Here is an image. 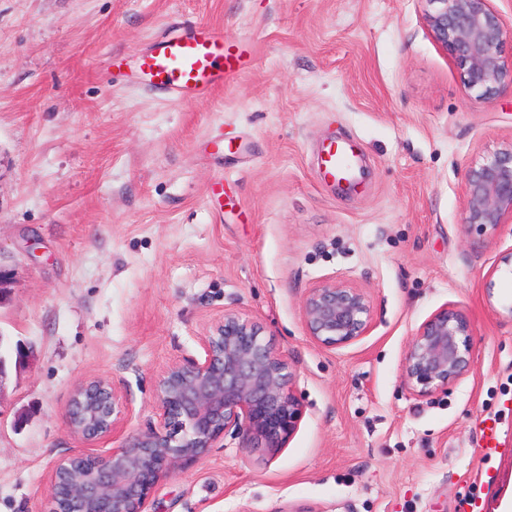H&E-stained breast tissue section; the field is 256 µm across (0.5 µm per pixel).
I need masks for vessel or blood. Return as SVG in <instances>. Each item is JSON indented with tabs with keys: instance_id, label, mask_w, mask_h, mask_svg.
Here are the masks:
<instances>
[{
	"instance_id": "b4317fda",
	"label": "vessel or blood",
	"mask_w": 512,
	"mask_h": 512,
	"mask_svg": "<svg viewBox=\"0 0 512 512\" xmlns=\"http://www.w3.org/2000/svg\"><path fill=\"white\" fill-rule=\"evenodd\" d=\"M252 56L247 45L226 41L213 27L200 23L155 39L138 57L136 70L148 90L171 101L186 102L207 97L223 87L247 68ZM358 161L353 139L335 140L322 149L325 179L356 182Z\"/></svg>"
}]
</instances>
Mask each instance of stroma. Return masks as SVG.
<instances>
[{
	"instance_id": "35a3bbf8",
	"label": "stroma",
	"mask_w": 512,
	"mask_h": 512,
	"mask_svg": "<svg viewBox=\"0 0 512 512\" xmlns=\"http://www.w3.org/2000/svg\"><path fill=\"white\" fill-rule=\"evenodd\" d=\"M428 8L0 0V512H46L60 459L157 426L161 370L201 358L228 310L286 357L303 419L275 453L222 436L145 512H495L512 489V223L488 238L461 222L467 172L512 143V96L468 88ZM196 23L249 44V68L192 103L141 88L138 54ZM342 138L367 162L352 192L320 168ZM328 277L371 302L368 333L336 349L302 313ZM447 303L475 364L419 401L404 352ZM96 377L129 415L89 443L65 412Z\"/></svg>"
}]
</instances>
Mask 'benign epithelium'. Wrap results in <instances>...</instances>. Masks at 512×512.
Segmentation results:
<instances>
[{
    "label": "benign epithelium",
    "instance_id": "obj_1",
    "mask_svg": "<svg viewBox=\"0 0 512 512\" xmlns=\"http://www.w3.org/2000/svg\"><path fill=\"white\" fill-rule=\"evenodd\" d=\"M435 39L464 69L467 85L488 98L512 92V58L503 54L505 31L491 0H426ZM512 223V143L470 169L465 181L463 227L491 236ZM307 336L325 348L350 345L369 331L371 305L360 288L335 277L309 289L303 301ZM468 315L444 304L411 336L402 378L410 394L427 399L466 377L474 366ZM200 360L172 362L161 371L157 403L161 426L128 437L106 455H78L58 463L51 477L48 512H61L58 485L72 464L85 475L68 485L74 503L94 502L98 512H145L153 486L176 469L204 458L233 431L247 444L285 447L303 418L291 389L288 361L263 338L262 326L226 311L201 337ZM127 404L105 379L75 390L65 414L68 428L88 442L115 434Z\"/></svg>",
    "mask_w": 512,
    "mask_h": 512
}]
</instances>
